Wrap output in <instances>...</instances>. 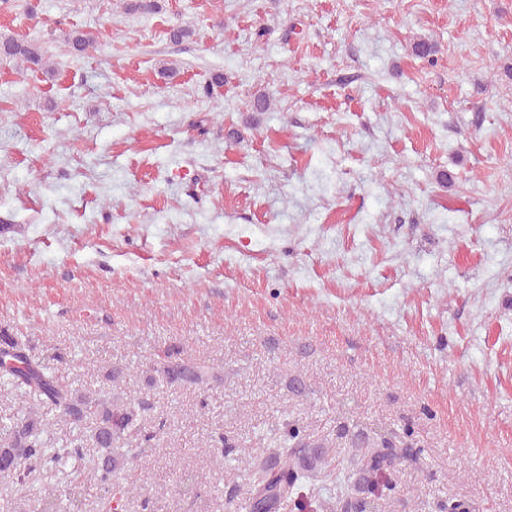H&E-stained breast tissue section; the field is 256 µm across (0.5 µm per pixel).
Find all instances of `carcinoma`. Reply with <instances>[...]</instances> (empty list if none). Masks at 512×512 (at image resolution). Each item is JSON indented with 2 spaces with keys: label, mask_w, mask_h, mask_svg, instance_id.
<instances>
[{
  "label": "carcinoma",
  "mask_w": 512,
  "mask_h": 512,
  "mask_svg": "<svg viewBox=\"0 0 512 512\" xmlns=\"http://www.w3.org/2000/svg\"><path fill=\"white\" fill-rule=\"evenodd\" d=\"M97 37L91 32L77 30L66 39L68 53L83 56L95 48ZM0 56L17 66H39L43 58L39 48L10 36L0 35ZM152 371L173 384L189 382L204 384L219 377L205 365L191 364L181 358L178 349H168L164 358L154 361ZM0 379L14 389L36 397L41 405H48L59 416L73 424H80L86 415L95 418V427L87 442H72L56 448L48 433V423L34 410H25L10 418L0 427V479L6 485L0 488V500L9 503L8 495L15 485H25L37 471H62L69 465L88 463L87 477L103 491L99 512H123L129 499L141 495L148 484L149 474L140 467L139 456L152 447L160 430L151 431L142 424L144 403L116 401L112 391L84 392L71 387L56 372L33 359L18 341L5 332L0 333ZM93 447L96 455L87 458L85 448ZM215 460L223 461L233 455L236 441L221 435L209 443ZM402 452L383 440L354 453L357 457L358 479L347 476L337 480V488L348 484L361 489L369 487L388 491L390 483L379 478L400 458ZM240 477L248 486V496L237 502L228 500L233 512H282L288 505L303 506L302 498L318 495L311 480L335 474V458L330 456L326 443L298 426L288 424L278 437H272L268 447L257 453H243L237 457ZM57 489L43 484L35 496L42 504L41 512H57Z\"/></svg>",
  "instance_id": "1"
}]
</instances>
